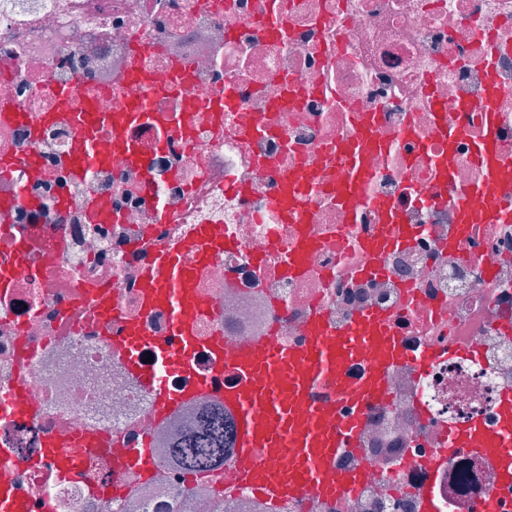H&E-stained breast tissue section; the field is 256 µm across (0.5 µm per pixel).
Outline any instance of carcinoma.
I'll return each instance as SVG.
<instances>
[{
    "mask_svg": "<svg viewBox=\"0 0 512 512\" xmlns=\"http://www.w3.org/2000/svg\"><path fill=\"white\" fill-rule=\"evenodd\" d=\"M234 420L221 412L201 436L174 449L176 459L190 471L214 469L224 462V450L236 440Z\"/></svg>",
    "mask_w": 512,
    "mask_h": 512,
    "instance_id": "1",
    "label": "carcinoma"
}]
</instances>
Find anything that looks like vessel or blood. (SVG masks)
Here are the masks:
<instances>
[{"label": "vessel or blood", "mask_w": 512, "mask_h": 512, "mask_svg": "<svg viewBox=\"0 0 512 512\" xmlns=\"http://www.w3.org/2000/svg\"><path fill=\"white\" fill-rule=\"evenodd\" d=\"M129 76L143 84L148 97L176 88L174 82L145 75L135 67ZM78 92L75 84L57 89L58 109L52 114L56 121H76L80 129L69 162L73 177H82L89 166L106 161V153L97 146L101 123H108L113 145L121 146L128 125L146 118L158 124L165 121L162 114L149 112L145 101L105 116L95 99L89 98L75 112L71 106ZM342 157L348 174L336 187V200L352 211L361 202L360 186L366 173L357 153L346 150ZM475 159L484 170L487 186L512 185V155L499 147L496 113L487 115ZM481 198V193L470 190L458 193L455 203L462 228L496 223L497 212L482 205ZM408 239V231L395 225L369 242L365 247L367 271L379 269L386 244ZM190 246L204 264L221 243L203 227ZM196 274V269L183 265L174 254L161 257L149 268L143 305L169 308L179 338L177 347L159 349L157 365L148 367L139 359L141 348L150 343L148 337L133 336L118 343L122 362L153 395L157 414L166 415L210 390L209 375L195 371L198 350H206L212 373L227 369L233 375L224 386V409L237 422L234 476L240 487L273 503L298 500L309 492L330 499L355 491L366 480L367 468L343 469L338 460L344 450L356 448L369 405L388 398L387 377L396 365L408 362L421 371L434 361L435 352L428 349L409 356L389 329L387 314L380 311L358 314L337 333L329 329L323 314L316 313L302 347L287 349L269 338L247 342L229 365L219 341L196 334L195 323L201 314L194 295ZM358 359L365 360L367 367L353 380L347 372ZM172 370L192 376V384L169 389L164 375ZM321 390L328 393V400L315 401V393ZM448 450L489 462L498 469L502 484L512 486V388L502 392L495 425L479 419L450 425Z\"/></svg>", "instance_id": "b4317fda"}]
</instances>
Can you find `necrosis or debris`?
Segmentation results:
<instances>
[{
    "mask_svg": "<svg viewBox=\"0 0 512 512\" xmlns=\"http://www.w3.org/2000/svg\"><path fill=\"white\" fill-rule=\"evenodd\" d=\"M279 9L272 32L268 0H0V99L27 114L0 123V155L19 160L0 175V201L28 197L0 237L12 278L0 290V392L18 390L31 407L0 413V487L28 512H420L426 464L447 447L449 424L496 419L512 386V189L489 200L499 223L466 234L454 198L485 181L471 160L484 115L461 104L491 82L512 154V0H280ZM134 65L190 74L177 94L149 99L128 77ZM77 78L102 111L146 98L167 117L129 126L126 149L81 182L68 172L77 125L42 119L57 108L54 87ZM366 126L386 146L366 152L365 202L350 214L334 194L346 173L338 152ZM440 165L447 181L436 178ZM295 172L303 205L285 214L273 201ZM93 194L111 221L92 213ZM379 199L413 237L385 253L383 274L366 276L363 246L386 223ZM203 224L235 242L202 266L182 255L198 269L196 332L223 343L226 361L265 336L301 345L316 310L335 330L386 310L407 351L437 352L423 374L390 371V400L370 406L358 451L342 455V467L370 471L355 496L274 505L235 486L232 453L196 474L173 456L222 409L231 374L212 375L209 392L161 418L113 343L141 331L177 345L170 311L143 307L144 277ZM305 237L307 272L288 275ZM105 294L120 317L103 316ZM83 432L106 447H80ZM50 439L65 446L67 470L51 460L30 469ZM144 443L151 472L122 468ZM492 471L465 452L444 459L433 486L440 512H475L490 493L512 512V490L488 483Z\"/></svg>",
    "mask_w": 512,
    "mask_h": 512,
    "instance_id": "obj_1",
    "label": "necrosis or debris"
}]
</instances>
